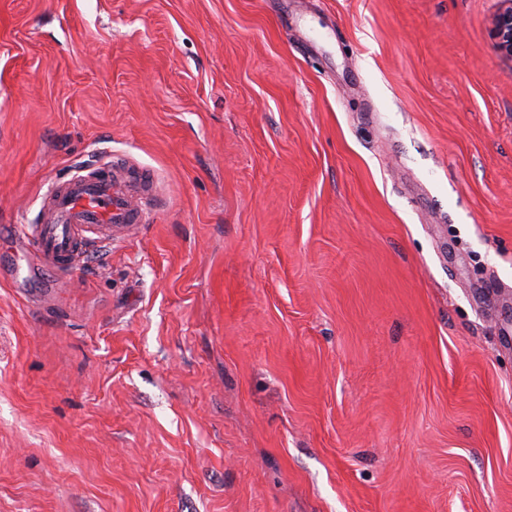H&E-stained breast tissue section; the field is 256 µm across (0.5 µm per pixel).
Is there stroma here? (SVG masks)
I'll return each instance as SVG.
<instances>
[{
  "instance_id": "35a3bbf8",
  "label": "stroma",
  "mask_w": 512,
  "mask_h": 512,
  "mask_svg": "<svg viewBox=\"0 0 512 512\" xmlns=\"http://www.w3.org/2000/svg\"><path fill=\"white\" fill-rule=\"evenodd\" d=\"M500 0H0V225L72 166L152 223L0 276V512H512Z\"/></svg>"
}]
</instances>
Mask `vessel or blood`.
<instances>
[{
    "label": "vessel or blood",
    "mask_w": 512,
    "mask_h": 512,
    "mask_svg": "<svg viewBox=\"0 0 512 512\" xmlns=\"http://www.w3.org/2000/svg\"><path fill=\"white\" fill-rule=\"evenodd\" d=\"M157 178L122 158L76 167L41 195L40 221L15 232L18 253H35L34 276L54 278L80 267L93 250L142 227L155 214Z\"/></svg>",
    "instance_id": "1"
}]
</instances>
